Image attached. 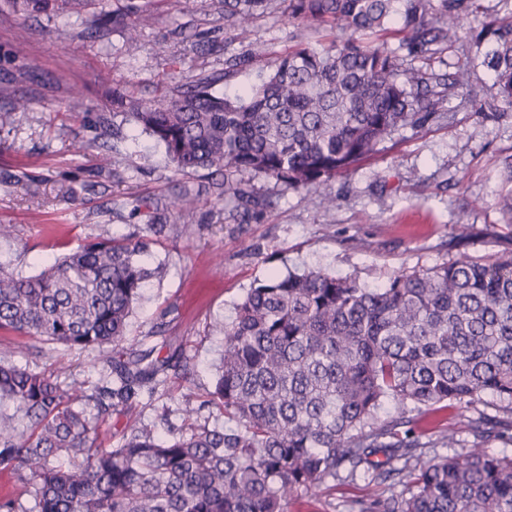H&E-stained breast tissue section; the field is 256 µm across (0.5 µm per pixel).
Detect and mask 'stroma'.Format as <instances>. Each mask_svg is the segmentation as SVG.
<instances>
[{"label":"stroma","instance_id":"obj_1","mask_svg":"<svg viewBox=\"0 0 512 512\" xmlns=\"http://www.w3.org/2000/svg\"><path fill=\"white\" fill-rule=\"evenodd\" d=\"M136 5L153 20L131 48L127 26L137 19ZM106 8L124 14L125 25L98 30L85 14L22 19L0 10V89L29 99L18 121L0 128V224L11 228L10 237L0 238V266L35 275L88 241L137 239L156 216L167 226L148 257L165 273L144 288L123 345L153 346L162 357L177 352L188 365L169 368L154 395H139L130 411L100 421L95 445L116 446L130 426L181 428L187 406L197 408L199 421L218 422L204 405L224 352L217 326L272 275L321 269L376 286L412 268L512 256V213L502 205L512 168V109L501 103L485 67L470 72L481 111L456 99L441 103L450 120L396 135L385 151L315 193L284 192L273 179H252L254 190L272 201L252 217L218 201L208 173L175 172L148 136L115 140L114 163L101 164L94 143L106 91L120 87L152 102L214 75L215 92L233 97L297 42L320 50L328 37L290 21L285 0L257 18L244 41L224 27V0H180L175 7L168 0H108ZM249 41L264 45L267 55L224 77L227 60ZM76 94L83 109L72 112ZM79 141L88 144L80 154ZM183 189L196 199L187 221L172 206ZM1 357L64 385L82 382L89 392L103 367L101 354L5 332ZM481 416L512 417V402L484 395L403 413L388 403L376 420H401L402 435L427 444L452 433L462 453L474 442L472 420ZM407 490L395 480L370 485L341 477L292 501L288 512H358L360 500Z\"/></svg>","mask_w":512,"mask_h":512}]
</instances>
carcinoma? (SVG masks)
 I'll return each instance as SVG.
<instances>
[{
    "label": "carcinoma",
    "instance_id": "cac0c4a2",
    "mask_svg": "<svg viewBox=\"0 0 512 512\" xmlns=\"http://www.w3.org/2000/svg\"><path fill=\"white\" fill-rule=\"evenodd\" d=\"M272 2L224 0V20L243 33ZM7 4L27 18L79 13L102 0ZM477 8V0H288L291 19L338 29L345 40L322 51L297 43L235 98L215 95V80L203 77L153 103L118 88L105 100L112 118L164 147L176 172L224 173L218 198L259 215L266 201L232 176L317 190L396 133L446 118L437 105L459 96L470 71L438 74L424 64L463 40L512 108V12L468 31L462 20ZM397 14L404 38L390 49L383 37ZM266 54L247 45L224 75ZM1 96L9 99L3 128L25 101ZM148 249L146 238L112 237L36 276L0 267L1 332L84 352L112 346L110 373L94 396L0 360V403L12 405L0 413V466L17 469L32 498L24 508L1 494L0 512H288L292 499L342 470L377 484L400 475L413 487L408 497L361 500L359 512H512V457L481 446L491 435L511 444L512 421L476 422L472 448L447 456L399 436L395 421L375 423L386 402L421 408L485 394L512 402V257L403 271L376 287L322 270L273 277L218 326L224 354L204 404L235 426L201 425L187 406L177 433L132 427L118 447H95L93 421L154 393L170 366L152 348L118 349L144 283L161 271L145 266Z\"/></svg>",
    "mask_w": 512,
    "mask_h": 512
}]
</instances>
